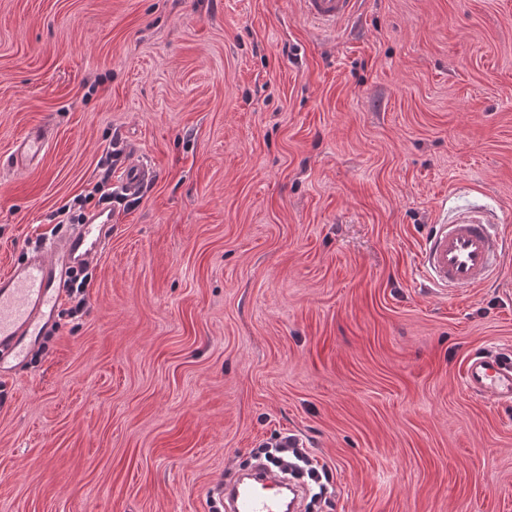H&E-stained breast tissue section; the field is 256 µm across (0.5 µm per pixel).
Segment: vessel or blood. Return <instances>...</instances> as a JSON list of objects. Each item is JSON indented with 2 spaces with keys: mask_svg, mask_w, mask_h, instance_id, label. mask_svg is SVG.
Segmentation results:
<instances>
[{
  "mask_svg": "<svg viewBox=\"0 0 512 512\" xmlns=\"http://www.w3.org/2000/svg\"><path fill=\"white\" fill-rule=\"evenodd\" d=\"M357 0H299L302 17L332 29L350 18ZM48 132L37 129L22 139L17 158L34 161L44 151ZM146 165L127 167L126 192H139L149 181ZM112 235V214L105 209L88 215L85 223L59 240L35 249L22 263L0 274V378L26 366L48 328L55 322L65 293L68 271L89 263L106 248ZM505 243L493 224L472 212L443 215L420 255L429 282L453 292H468L487 284L499 266ZM465 388L487 401L512 403V355L486 351L469 357L463 367ZM274 473L257 482L227 488L226 512H298L299 498L285 499L268 491Z\"/></svg>",
  "mask_w": 512,
  "mask_h": 512,
  "instance_id": "1",
  "label": "vessel or blood"
}]
</instances>
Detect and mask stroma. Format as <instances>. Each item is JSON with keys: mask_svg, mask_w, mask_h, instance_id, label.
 <instances>
[{"mask_svg": "<svg viewBox=\"0 0 512 512\" xmlns=\"http://www.w3.org/2000/svg\"><path fill=\"white\" fill-rule=\"evenodd\" d=\"M115 139L114 193L152 177L0 380V512H213L287 433L319 512H512V404L462 382L512 352V250L462 294L420 266L447 210L512 240V0H0V273ZM358 0H299L302 17L315 25L335 29L350 18ZM48 141L47 129H36L28 133L22 139L18 152L17 160L32 162L36 160L45 150ZM151 173L149 168L142 164L127 167L122 176V186L127 193H138L149 181Z\"/></svg>", "mask_w": 512, "mask_h": 512, "instance_id": "1", "label": "stroma"}]
</instances>
